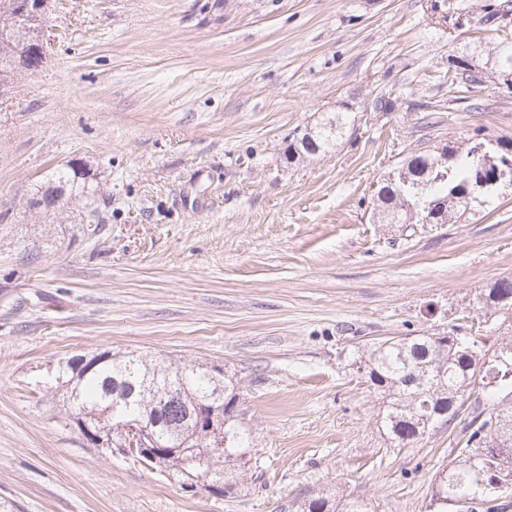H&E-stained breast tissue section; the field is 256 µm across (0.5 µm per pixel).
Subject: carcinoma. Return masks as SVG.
<instances>
[{"label": "carcinoma", "mask_w": 512, "mask_h": 512, "mask_svg": "<svg viewBox=\"0 0 512 512\" xmlns=\"http://www.w3.org/2000/svg\"><path fill=\"white\" fill-rule=\"evenodd\" d=\"M16 0H0V73L13 70L22 50ZM512 12L503 2L486 5L483 24L499 25ZM474 53L464 51L448 69V92L480 110L484 103L475 92L495 78V72H512V49L496 54V67L479 76L473 74ZM347 113L338 112L313 135H303L292 153L314 155L327 150L344 134ZM447 165L432 169L434 152L425 146L405 161L410 183H426V194L436 202L423 213L424 200L386 184L376 195V209L388 224L457 223L473 204L488 202L498 185L480 186L490 176L483 157L471 145L462 153L446 144ZM470 310L512 320V279L501 278L474 294ZM455 325L446 335L413 336L381 340L370 348L362 363L374 391L383 398L382 427L397 445L418 441L435 424H453L462 408L468 409L465 442L459 454L439 473L432 488L431 512H458L456 503L466 500L464 512H508L512 489L491 497L485 485L512 484V377L489 387L477 378L485 350L473 336L460 334ZM55 386L68 394L71 413L100 436L120 438L121 427L140 420L148 428L149 441L162 447L128 449L165 476L184 486L203 477L224 482V492L234 483L218 468L232 457L247 453L249 435L234 415L202 426L200 434L190 430L187 408L195 403L221 406L239 396L238 382L218 366L177 365L164 358L147 359L129 353L108 351L81 356L55 368ZM300 512H362V506L339 504L324 496L299 506Z\"/></svg>", "instance_id": "cac0c4a2"}]
</instances>
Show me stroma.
Listing matches in <instances>:
<instances>
[{"instance_id": "35a3bbf8", "label": "stroma", "mask_w": 512, "mask_h": 512, "mask_svg": "<svg viewBox=\"0 0 512 512\" xmlns=\"http://www.w3.org/2000/svg\"><path fill=\"white\" fill-rule=\"evenodd\" d=\"M486 0H52L43 66L0 102V498L17 512H296L333 494L427 512L461 424L400 447L359 368L373 342L442 333L512 278V187L456 224L379 223L420 145L512 137V94L448 96ZM465 8L452 29L441 15ZM391 97L388 112L372 100ZM337 146L289 158L328 116ZM436 113L438 127L424 117ZM84 164L53 214L47 176ZM237 375L251 436L224 496L93 448L48 375L103 351Z\"/></svg>"}]
</instances>
